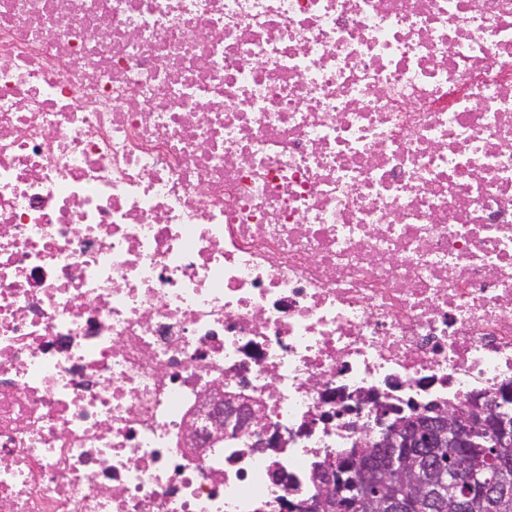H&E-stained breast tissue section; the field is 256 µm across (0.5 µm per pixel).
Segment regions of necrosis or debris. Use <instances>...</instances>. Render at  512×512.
Listing matches in <instances>:
<instances>
[{
	"instance_id": "necrosis-or-debris-1",
	"label": "necrosis or debris",
	"mask_w": 512,
	"mask_h": 512,
	"mask_svg": "<svg viewBox=\"0 0 512 512\" xmlns=\"http://www.w3.org/2000/svg\"><path fill=\"white\" fill-rule=\"evenodd\" d=\"M509 387L512 0H0V512H284Z\"/></svg>"
}]
</instances>
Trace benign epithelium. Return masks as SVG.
Here are the masks:
<instances>
[{
    "label": "benign epithelium",
    "instance_id": "1",
    "mask_svg": "<svg viewBox=\"0 0 512 512\" xmlns=\"http://www.w3.org/2000/svg\"><path fill=\"white\" fill-rule=\"evenodd\" d=\"M499 404L495 401L475 402L471 414L463 415L455 409L434 410L429 425V447L431 448H478L479 437L485 440H500L508 434L507 424L501 422ZM421 447L420 430L412 429L406 421L397 420L387 426L382 435L373 442L364 444V454L370 463L360 466L349 477L350 496L345 498L342 509H336V467L323 464L317 477L321 484L319 499L314 503L297 505L301 512H356L361 505L372 512H408L412 498H417L429 507H438L443 512H472L473 503L465 496H445L437 479L448 476V481L465 484L479 492L486 504L512 503V457L503 449H497L496 467L492 471L472 461L462 453L455 465L446 469L440 458L433 460L427 472L418 473L408 469L411 461L408 449ZM410 470L411 486L417 491L412 497L393 488V476Z\"/></svg>",
    "mask_w": 512,
    "mask_h": 512
}]
</instances>
